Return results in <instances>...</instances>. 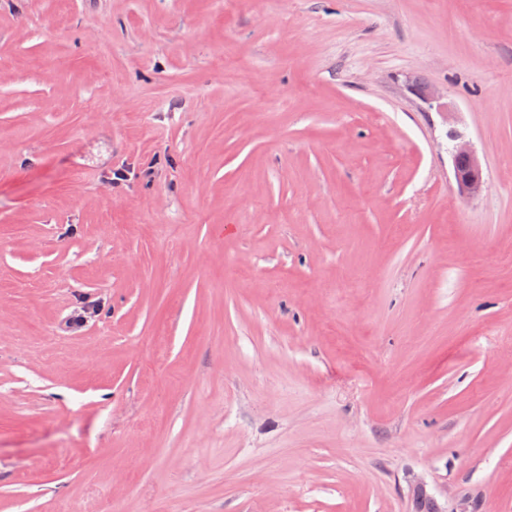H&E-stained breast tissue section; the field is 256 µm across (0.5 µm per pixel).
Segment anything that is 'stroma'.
Masks as SVG:
<instances>
[{
    "instance_id": "obj_1",
    "label": "stroma",
    "mask_w": 512,
    "mask_h": 512,
    "mask_svg": "<svg viewBox=\"0 0 512 512\" xmlns=\"http://www.w3.org/2000/svg\"><path fill=\"white\" fill-rule=\"evenodd\" d=\"M419 482L512 512V0H0V512ZM451 156L457 191L463 197L477 196L483 187L482 169L478 157L469 142L461 141L453 146ZM98 308L99 306L97 304L78 307L63 318L61 330L65 332L81 331L86 324L97 315Z\"/></svg>"
}]
</instances>
